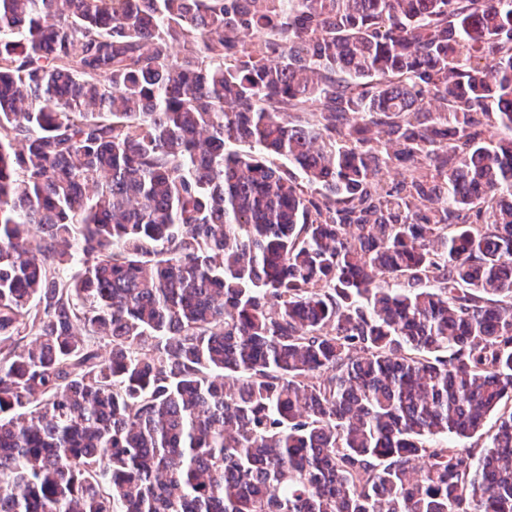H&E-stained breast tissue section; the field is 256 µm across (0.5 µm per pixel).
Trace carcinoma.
I'll list each match as a JSON object with an SVG mask.
<instances>
[{"label":"carcinoma","mask_w":512,"mask_h":512,"mask_svg":"<svg viewBox=\"0 0 512 512\" xmlns=\"http://www.w3.org/2000/svg\"><path fill=\"white\" fill-rule=\"evenodd\" d=\"M497 126L512 0H0V512H512Z\"/></svg>","instance_id":"obj_1"}]
</instances>
